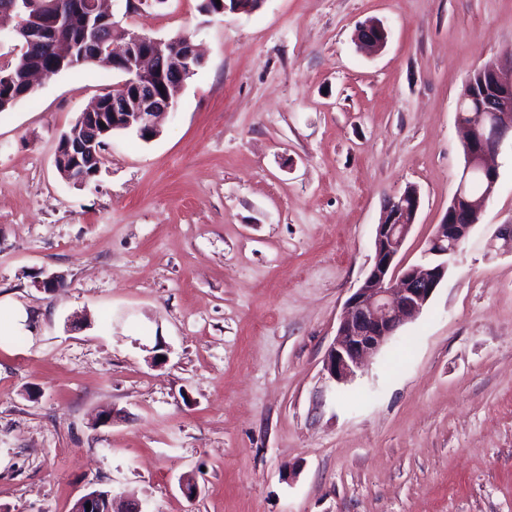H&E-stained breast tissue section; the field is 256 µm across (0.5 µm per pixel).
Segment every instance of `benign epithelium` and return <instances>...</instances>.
<instances>
[{
	"mask_svg": "<svg viewBox=\"0 0 512 512\" xmlns=\"http://www.w3.org/2000/svg\"><path fill=\"white\" fill-rule=\"evenodd\" d=\"M106 0H84L83 9L93 26L91 42L100 58L112 59V66L123 76L118 85L121 94L98 97L80 114L78 124L61 135L63 148L56 151L55 165L62 177L78 186L87 184L99 173L101 146L118 131H132L141 140L160 135L159 120L176 104L179 88L190 78L193 65L203 62L197 46L189 37L171 40L151 38L126 30L121 48L105 35L113 29ZM356 40L364 47L381 49L387 41L386 30L377 23L358 26ZM487 105L480 117L461 123L462 133L477 136L479 145L465 165L464 175L476 173L482 181L494 185L497 169L490 163L501 144L512 134V60L496 61L488 76ZM492 122V133L479 135L483 119ZM463 190H458L448 212L429 240L427 254L443 261L405 266L399 260L412 224L403 223L401 214L416 216L420 207L418 190L407 187L389 199L375 230V256L371 269L349 297L346 311L336 332V343L325 359V369L337 382L353 377L363 359L378 351L395 335L399 327L417 317L432 299L448 275L450 262L477 224L473 211L460 205ZM106 500L105 512H112V493L99 496L89 492L75 500L71 512H99L98 503Z\"/></svg>",
	"mask_w": 512,
	"mask_h": 512,
	"instance_id": "7a95c632",
	"label": "benign epithelium"
}]
</instances>
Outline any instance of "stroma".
Returning a JSON list of instances; mask_svg holds the SVG:
<instances>
[{"label": "stroma", "instance_id": "obj_1", "mask_svg": "<svg viewBox=\"0 0 512 512\" xmlns=\"http://www.w3.org/2000/svg\"><path fill=\"white\" fill-rule=\"evenodd\" d=\"M200 3L110 0L204 63L161 135L114 133L89 184L57 141L119 74L62 72L0 112V299L29 314L0 337V512L108 489L143 512H512V144L423 312L351 381L324 369L386 200L419 191L408 264L447 214L457 101L512 57V0ZM51 274L64 288H38ZM356 32V40L366 48L379 50L387 41L386 30L377 23H363Z\"/></svg>", "mask_w": 512, "mask_h": 512}]
</instances>
